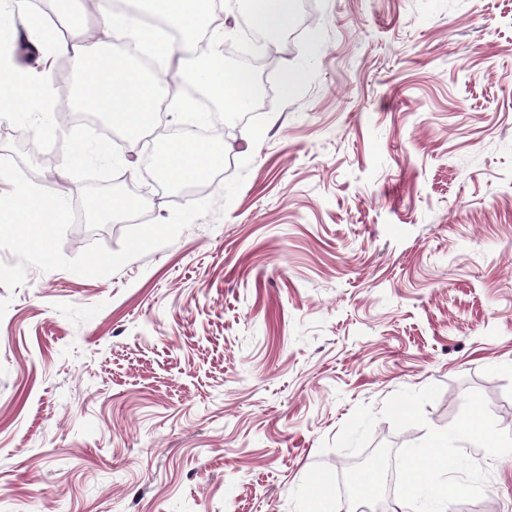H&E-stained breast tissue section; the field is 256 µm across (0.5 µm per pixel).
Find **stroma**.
I'll return each instance as SVG.
<instances>
[{
  "label": "stroma",
  "instance_id": "35a3bbf8",
  "mask_svg": "<svg viewBox=\"0 0 512 512\" xmlns=\"http://www.w3.org/2000/svg\"><path fill=\"white\" fill-rule=\"evenodd\" d=\"M294 23L243 152L190 191L56 132L72 96L23 117L33 146L0 137L74 206L69 258L253 157L223 213L114 274L0 285V512H342L357 459L321 443L402 388L441 393L425 426L377 420L382 471L470 391L512 432V0H296ZM124 176L143 209L86 223L90 184ZM464 450L489 479L449 512H512V454Z\"/></svg>",
  "mask_w": 512,
  "mask_h": 512
}]
</instances>
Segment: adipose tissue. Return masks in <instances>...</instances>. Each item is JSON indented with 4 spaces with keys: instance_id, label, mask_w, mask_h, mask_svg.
Segmentation results:
<instances>
[{
    "instance_id": "obj_1",
    "label": "adipose tissue",
    "mask_w": 512,
    "mask_h": 512,
    "mask_svg": "<svg viewBox=\"0 0 512 512\" xmlns=\"http://www.w3.org/2000/svg\"><path fill=\"white\" fill-rule=\"evenodd\" d=\"M147 5L152 16L178 23L182 36L180 46L157 37L153 26L126 24L109 13L103 15V24L113 32H126L145 50L168 64L177 50L189 51L195 47L200 34L199 22L212 11L215 0H147ZM70 29L71 38L60 40L48 28H41L40 40L43 45L70 57L75 73L82 79L79 87L82 103L105 112L112 126L137 133L150 124L160 107L186 110L181 93L159 95L154 83L132 65L125 50L105 48L94 31L79 23H72ZM223 40V34H211L210 50L200 62L197 75L212 99L221 102L225 111L235 112L246 105V81L240 75H227L221 51ZM52 97L51 78H39L38 90L33 93L13 72L0 71V98L9 103L8 109L0 112L1 120L12 121L22 113L35 110L49 111ZM205 159L204 146L176 141L168 145L160 164L171 181L183 183L202 179L207 174Z\"/></svg>"
}]
</instances>
